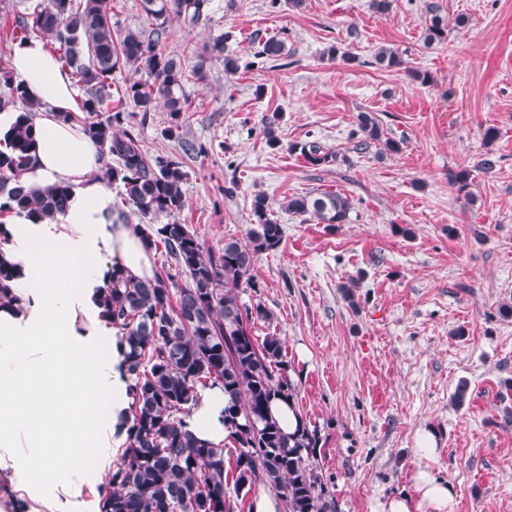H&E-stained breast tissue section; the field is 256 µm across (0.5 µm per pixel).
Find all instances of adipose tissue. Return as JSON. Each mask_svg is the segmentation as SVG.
<instances>
[{
	"mask_svg": "<svg viewBox=\"0 0 512 512\" xmlns=\"http://www.w3.org/2000/svg\"><path fill=\"white\" fill-rule=\"evenodd\" d=\"M17 77L35 104L34 160L22 179L34 189L64 181L72 195L53 221L12 213L0 258L13 265L19 306L0 308V479L20 482L35 499L75 494L101 479L124 442L129 380L119 349H106L111 330L97 318L92 295L112 270L152 277L150 251L119 220L112 190L96 177L98 146L81 126L61 120L75 90L43 39L13 54ZM224 392L200 393L186 418L199 441L221 443ZM453 484L439 472H413L410 490L382 512H456Z\"/></svg>",
	"mask_w": 512,
	"mask_h": 512,
	"instance_id": "obj_1",
	"label": "adipose tissue"
}]
</instances>
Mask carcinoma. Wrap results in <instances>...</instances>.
<instances>
[{"mask_svg":"<svg viewBox=\"0 0 512 512\" xmlns=\"http://www.w3.org/2000/svg\"><path fill=\"white\" fill-rule=\"evenodd\" d=\"M110 0H40L15 18L24 34L37 33L56 44L62 67L85 97L79 111L62 118L79 122L101 150L102 177L123 187L119 214L129 207L143 218L134 231L151 250L161 251L154 277L135 279L112 270L98 298L100 318L117 330L118 344L130 380L126 438L106 483L98 487L99 512H234L225 491V456L235 462V492L262 484L277 491L283 512H337L317 459V426L299 414V426L284 431L269 414L274 400L296 403L297 388L288 373L284 346L276 335L258 339L255 324L271 318L261 304L248 305L240 288H257L253 271L258 256L279 247L281 225L270 219L267 200L255 196V223L247 240L229 238L212 249L187 224L160 222L185 206L188 175L173 155L149 160L139 134L122 127L125 112L108 110L112 73L130 67L138 77L123 89L125 103L148 113L157 105L169 112L166 133L180 138L189 103L181 59L165 53L166 24L176 16L192 30L207 19L210 0H141L150 28L121 29L112 22ZM424 39L440 44L450 22L440 6H426ZM284 41L269 38L256 57L283 55ZM209 53L224 58V69L235 60L224 55V37L209 45ZM372 64L381 69H405L415 80L428 76L408 66L401 53L381 47ZM21 103L12 129L0 135V247L9 242L3 217L26 211L40 219L63 213L70 185L61 182L38 191L21 180L36 151L37 133L22 81L12 68L11 50L0 46V109ZM363 152L372 143L397 153L400 144L386 137L369 112L357 116ZM290 150L307 164L328 167L339 155L316 141L293 143ZM284 206L320 224H343L351 203L332 191L293 196ZM14 271L0 260V306L11 305ZM224 389V425L229 444H203L184 429L206 388Z\"/></svg>","mask_w":512,"mask_h":512,"instance_id":"obj_1","label":"carcinoma"}]
</instances>
